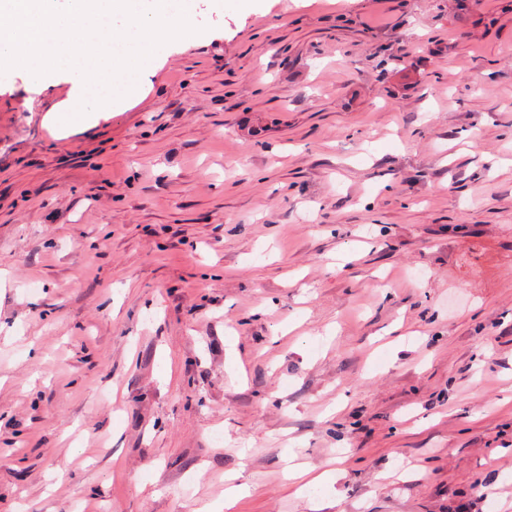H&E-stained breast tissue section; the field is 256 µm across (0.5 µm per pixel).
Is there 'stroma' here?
I'll return each mask as SVG.
<instances>
[{"mask_svg": "<svg viewBox=\"0 0 512 512\" xmlns=\"http://www.w3.org/2000/svg\"><path fill=\"white\" fill-rule=\"evenodd\" d=\"M194 17L0 76V512H512V0Z\"/></svg>", "mask_w": 512, "mask_h": 512, "instance_id": "1", "label": "stroma"}]
</instances>
